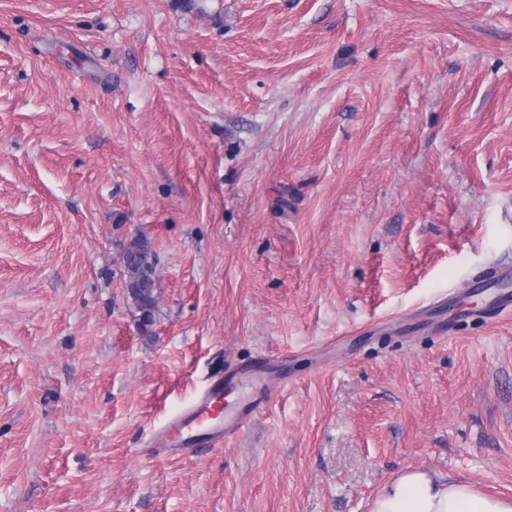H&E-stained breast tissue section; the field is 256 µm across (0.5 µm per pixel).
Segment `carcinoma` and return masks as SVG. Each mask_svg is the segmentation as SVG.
<instances>
[{
	"label": "carcinoma",
	"instance_id": "carcinoma-1",
	"mask_svg": "<svg viewBox=\"0 0 512 512\" xmlns=\"http://www.w3.org/2000/svg\"><path fill=\"white\" fill-rule=\"evenodd\" d=\"M120 265L126 297L138 313L140 325L145 328L153 323L157 308L155 255L148 240L143 237L132 239L124 249Z\"/></svg>",
	"mask_w": 512,
	"mask_h": 512
}]
</instances>
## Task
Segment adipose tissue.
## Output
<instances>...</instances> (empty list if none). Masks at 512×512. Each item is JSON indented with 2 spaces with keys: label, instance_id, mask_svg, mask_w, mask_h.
Listing matches in <instances>:
<instances>
[{
  "label": "adipose tissue",
  "instance_id": "obj_1",
  "mask_svg": "<svg viewBox=\"0 0 512 512\" xmlns=\"http://www.w3.org/2000/svg\"><path fill=\"white\" fill-rule=\"evenodd\" d=\"M370 512H512V499L488 497L467 484L411 471L386 487Z\"/></svg>",
  "mask_w": 512,
  "mask_h": 512
}]
</instances>
